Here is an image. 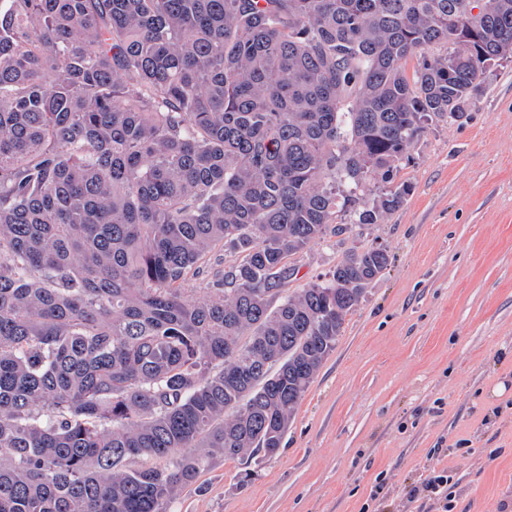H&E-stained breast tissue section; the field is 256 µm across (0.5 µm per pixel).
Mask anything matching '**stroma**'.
Segmentation results:
<instances>
[{
	"label": "stroma",
	"instance_id": "obj_1",
	"mask_svg": "<svg viewBox=\"0 0 512 512\" xmlns=\"http://www.w3.org/2000/svg\"><path fill=\"white\" fill-rule=\"evenodd\" d=\"M383 223L291 259V288L354 248L390 263L348 314L278 453L218 459L172 512H512V62L467 117L432 125ZM448 472V501L422 487Z\"/></svg>",
	"mask_w": 512,
	"mask_h": 512
}]
</instances>
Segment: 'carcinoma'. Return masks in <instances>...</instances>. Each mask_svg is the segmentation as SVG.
<instances>
[{
	"label": "carcinoma",
	"mask_w": 512,
	"mask_h": 512,
	"mask_svg": "<svg viewBox=\"0 0 512 512\" xmlns=\"http://www.w3.org/2000/svg\"><path fill=\"white\" fill-rule=\"evenodd\" d=\"M504 59L512 0H0V512H170L277 454L389 265L290 293V257L399 210Z\"/></svg>",
	"instance_id": "1"
}]
</instances>
